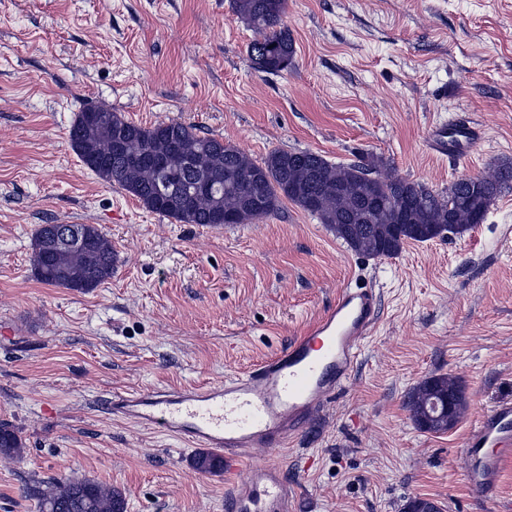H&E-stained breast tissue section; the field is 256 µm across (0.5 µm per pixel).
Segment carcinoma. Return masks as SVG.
<instances>
[{
	"instance_id": "cac0c4a2",
	"label": "carcinoma",
	"mask_w": 512,
	"mask_h": 512,
	"mask_svg": "<svg viewBox=\"0 0 512 512\" xmlns=\"http://www.w3.org/2000/svg\"><path fill=\"white\" fill-rule=\"evenodd\" d=\"M287 0H231L234 15L255 32L247 48L252 66L284 72L295 48L283 23ZM72 149L101 180L138 198L152 212L185 224L221 227L254 224L280 209L285 197L316 216L354 252L371 257L398 254L408 241L426 242L451 227L464 233L481 224L494 200L512 192V163L492 174L460 178L448 191L393 174L374 156L349 164L329 162L312 151L274 150L252 160L237 146L177 121L144 127L103 106L78 113L69 130ZM50 225L37 232L31 263L42 283L92 290L112 278L116 254L94 224H78L80 248L52 243ZM414 423L431 433L453 428L465 408L455 379H423L405 398ZM24 452L20 431L0 424V455ZM40 512H124L112 486L67 476L31 488Z\"/></svg>"
}]
</instances>
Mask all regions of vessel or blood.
<instances>
[{"label":"vessel or blood","mask_w":512,"mask_h":512,"mask_svg":"<svg viewBox=\"0 0 512 512\" xmlns=\"http://www.w3.org/2000/svg\"><path fill=\"white\" fill-rule=\"evenodd\" d=\"M472 127H434L428 139L443 157L475 148ZM378 319L373 289L343 288L326 313L287 348L240 375L204 387L115 392L114 417L159 430L224 458L227 512H289L288 489L277 464L252 468L240 478L249 448L279 447L350 378L364 339ZM464 481L480 496L484 512H512L499 496V477L512 462V401L485 410L459 451Z\"/></svg>","instance_id":"1"}]
</instances>
